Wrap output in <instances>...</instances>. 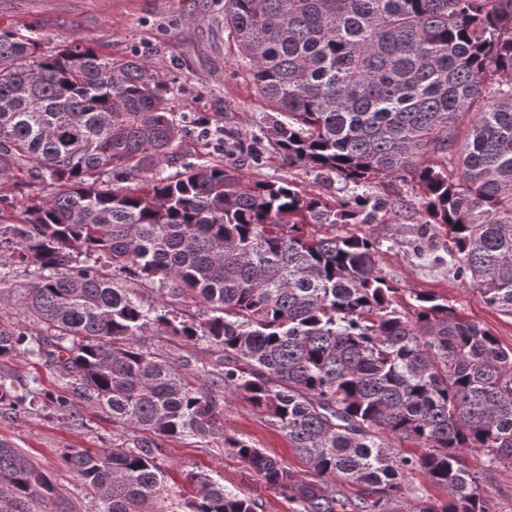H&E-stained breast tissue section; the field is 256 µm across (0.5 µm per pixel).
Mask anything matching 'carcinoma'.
I'll list each match as a JSON object with an SVG mask.
<instances>
[{
	"mask_svg": "<svg viewBox=\"0 0 512 512\" xmlns=\"http://www.w3.org/2000/svg\"><path fill=\"white\" fill-rule=\"evenodd\" d=\"M224 16L284 116L272 135L288 162L355 188L410 178L424 223L448 228V265L511 315L512 0H224ZM38 49L0 32V177L28 161L54 186L0 223V248L33 268L21 300L43 326L0 329V357L45 359L133 434L61 457L100 512H265L209 473L169 487L163 441L187 435L224 438L294 512H407L413 471L448 493L417 512H495L462 454L512 466V348L431 294L401 313L371 236L306 232L371 224L386 202L332 204L234 163L167 175L182 133L167 82L137 58ZM118 169L131 185L114 186ZM152 327L207 343L216 368L180 374L142 347ZM216 388L266 412L311 476L224 435ZM37 399L0 376L1 413ZM0 498L25 512L56 485L0 441Z\"/></svg>",
	"mask_w": 512,
	"mask_h": 512,
	"instance_id": "1",
	"label": "carcinoma"
}]
</instances>
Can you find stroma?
Returning <instances> with one entry per match:
<instances>
[{
  "mask_svg": "<svg viewBox=\"0 0 512 512\" xmlns=\"http://www.w3.org/2000/svg\"><path fill=\"white\" fill-rule=\"evenodd\" d=\"M0 31H14L40 41L43 54L57 52L63 39L94 47L115 62L145 60L172 88L186 133L177 155L184 161L241 164L246 176L290 180L309 194L329 200L351 194L339 178L323 179L313 169L288 164L268 150L260 160L250 151L253 139H264L273 111L256 89L248 67L224 21V0H0ZM53 188L38 177L32 163L0 184V205L18 215L30 202ZM371 235L379 243V267L393 288L399 309L413 311L415 296L431 293L478 323L503 347L512 346V316L489 306L470 281L457 278L439 263L449 241L438 225L418 214L387 212L377 224H340L337 234ZM0 281V329L33 328L21 294L34 276L18 264H6ZM149 350L169 356L181 372L200 373L215 361L205 342L186 343L160 333L144 336ZM0 375L9 376L19 392L37 389L44 401L32 409L0 415V440L21 450L57 486V502H30V512H56L58 503L76 512H97L99 500L61 465L69 448L102 451L121 442V428L97 403L77 398L71 378L36 356L0 358ZM224 407V432L251 441L305 477L309 467L290 448L283 432L243 397L218 393ZM167 483L187 488L188 473L221 475L226 487L262 497L266 512H293L287 499L265 490L248 464L224 449L223 438L193 436L165 440ZM465 465L478 472L498 512H512V467L489 463L480 453L464 454Z\"/></svg>",
  "mask_w": 512,
  "mask_h": 512,
  "instance_id": "1",
  "label": "stroma"
}]
</instances>
